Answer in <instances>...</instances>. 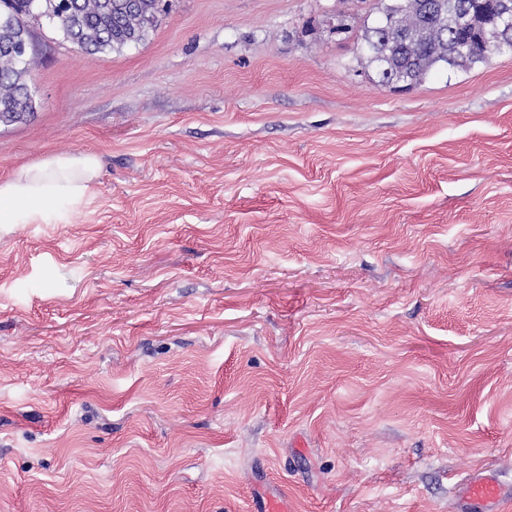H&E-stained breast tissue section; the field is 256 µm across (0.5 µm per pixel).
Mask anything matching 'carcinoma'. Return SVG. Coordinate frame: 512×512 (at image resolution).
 Masks as SVG:
<instances>
[{
    "instance_id": "carcinoma-1",
    "label": "carcinoma",
    "mask_w": 512,
    "mask_h": 512,
    "mask_svg": "<svg viewBox=\"0 0 512 512\" xmlns=\"http://www.w3.org/2000/svg\"><path fill=\"white\" fill-rule=\"evenodd\" d=\"M0 0V114L34 112L26 82L34 57L11 50L22 39L21 25L40 8L59 17L63 38L96 54L145 42L157 29L161 0ZM465 9L468 23L450 29L448 14ZM392 13L391 27L364 22L362 46L379 81L412 87L432 72L468 68L485 61L482 35L492 29L487 0H390L377 14Z\"/></svg>"
}]
</instances>
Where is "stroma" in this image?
Listing matches in <instances>:
<instances>
[{"instance_id": "obj_1", "label": "stroma", "mask_w": 512, "mask_h": 512, "mask_svg": "<svg viewBox=\"0 0 512 512\" xmlns=\"http://www.w3.org/2000/svg\"><path fill=\"white\" fill-rule=\"evenodd\" d=\"M378 0H169L137 46L35 26L0 178V512H459L512 496V53L382 84ZM99 157L89 151L56 155L21 166L0 179V224H42L47 204L69 208L95 192ZM462 512L475 508H491L490 512H508L512 507V499H503L498 480L492 475H486L470 483L463 496Z\"/></svg>"}]
</instances>
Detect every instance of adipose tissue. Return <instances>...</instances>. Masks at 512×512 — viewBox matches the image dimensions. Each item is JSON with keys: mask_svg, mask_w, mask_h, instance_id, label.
Returning a JSON list of instances; mask_svg holds the SVG:
<instances>
[{"mask_svg": "<svg viewBox=\"0 0 512 512\" xmlns=\"http://www.w3.org/2000/svg\"><path fill=\"white\" fill-rule=\"evenodd\" d=\"M99 157L89 151L56 155L21 166L0 178V224H42L48 205L65 209L92 196Z\"/></svg>", "mask_w": 512, "mask_h": 512, "instance_id": "ef3b65f1", "label": "adipose tissue"}]
</instances>
